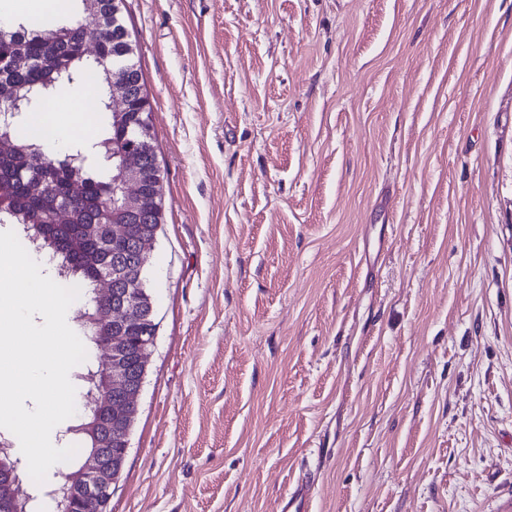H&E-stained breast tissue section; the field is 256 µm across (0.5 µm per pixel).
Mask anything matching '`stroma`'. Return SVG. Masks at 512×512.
Masks as SVG:
<instances>
[{"label":"stroma","mask_w":512,"mask_h":512,"mask_svg":"<svg viewBox=\"0 0 512 512\" xmlns=\"http://www.w3.org/2000/svg\"><path fill=\"white\" fill-rule=\"evenodd\" d=\"M164 222L111 512L512 500V0H125Z\"/></svg>","instance_id":"obj_1"}]
</instances>
